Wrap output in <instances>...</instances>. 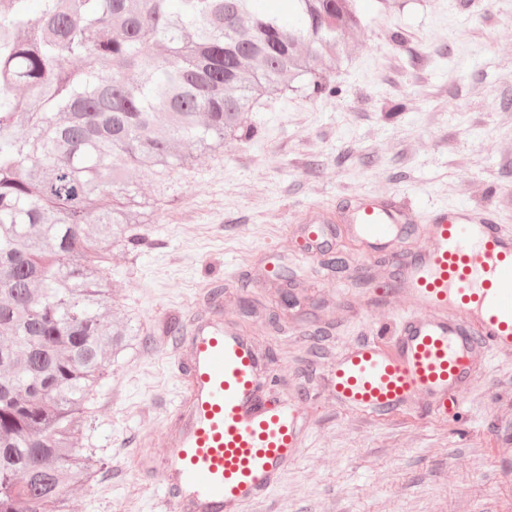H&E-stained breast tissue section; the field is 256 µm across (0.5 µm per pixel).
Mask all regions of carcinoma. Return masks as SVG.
<instances>
[{
	"mask_svg": "<svg viewBox=\"0 0 512 512\" xmlns=\"http://www.w3.org/2000/svg\"><path fill=\"white\" fill-rule=\"evenodd\" d=\"M0 0V512H70L87 395L146 340L88 252L143 245L134 170L247 138L258 101L349 59L357 0Z\"/></svg>",
	"mask_w": 512,
	"mask_h": 512,
	"instance_id": "carcinoma-1",
	"label": "carcinoma"
}]
</instances>
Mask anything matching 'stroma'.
I'll list each match as a JSON object with an SVG mask.
<instances>
[{
  "instance_id": "35a3bbf8",
  "label": "stroma",
  "mask_w": 512,
  "mask_h": 512,
  "mask_svg": "<svg viewBox=\"0 0 512 512\" xmlns=\"http://www.w3.org/2000/svg\"><path fill=\"white\" fill-rule=\"evenodd\" d=\"M359 17L353 56L329 76L334 95L262 99L247 116L251 138L132 174L154 204L147 243L113 245L101 268L148 341L87 399L79 444L101 465L71 490L73 512H159L179 373L165 324L193 329L203 287L240 278L245 290L225 294L216 316L258 343L311 425L278 487L244 512H512V457L500 454L512 448V355H494L444 415L337 407L322 387L337 353L416 304L359 311L369 283L356 271L368 263L342 232L315 247L301 233L364 195H398L421 213L489 207L512 227V0H359ZM328 252L346 258L343 272L323 269ZM275 266L297 279L284 330L240 305L275 300Z\"/></svg>"
}]
</instances>
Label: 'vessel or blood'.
<instances>
[{"instance_id":"vessel-or-blood-1","label":"vessel or blood","mask_w":512,"mask_h":512,"mask_svg":"<svg viewBox=\"0 0 512 512\" xmlns=\"http://www.w3.org/2000/svg\"><path fill=\"white\" fill-rule=\"evenodd\" d=\"M414 211L402 200L366 198L349 208L347 238L366 259L391 254L373 309L414 300L395 323L378 322L330 365L324 388L344 409L392 416L423 398L447 412L492 354L512 352V228L488 211L436 209L425 244L398 253ZM182 367L177 430L162 461L164 512H243L271 492L304 446L300 400L268 399L272 371L252 337L201 316L189 345L173 344Z\"/></svg>"}]
</instances>
